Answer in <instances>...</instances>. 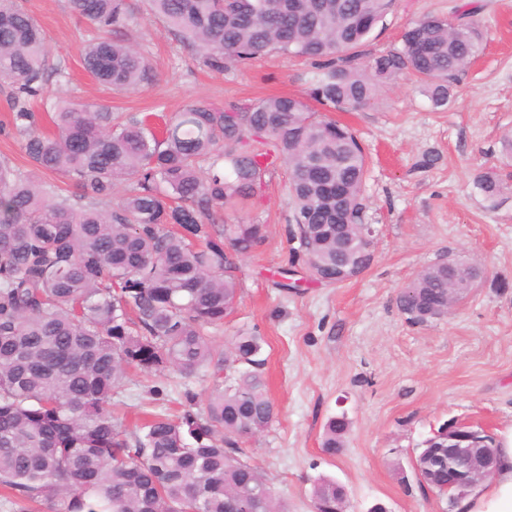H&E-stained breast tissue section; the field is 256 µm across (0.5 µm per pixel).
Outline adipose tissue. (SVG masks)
I'll list each match as a JSON object with an SVG mask.
<instances>
[{"label": "adipose tissue", "instance_id": "obj_1", "mask_svg": "<svg viewBox=\"0 0 512 512\" xmlns=\"http://www.w3.org/2000/svg\"><path fill=\"white\" fill-rule=\"evenodd\" d=\"M500 447L490 482L476 485L457 512H512V432L499 438Z\"/></svg>", "mask_w": 512, "mask_h": 512}]
</instances>
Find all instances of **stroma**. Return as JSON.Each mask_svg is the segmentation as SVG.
<instances>
[{"mask_svg": "<svg viewBox=\"0 0 512 512\" xmlns=\"http://www.w3.org/2000/svg\"><path fill=\"white\" fill-rule=\"evenodd\" d=\"M17 2L44 30L80 104L169 115L197 98L245 104L303 97L310 87L311 63L285 55L213 73L148 15L145 0H127L134 21L126 34L145 47L155 79L134 93L108 90L83 67L87 24L65 0ZM465 4L482 23L484 50L460 74L446 109L404 76L369 106L329 112L356 131L369 158L364 221L374 228V259L361 276L318 283L292 266L283 162H275L261 197L224 214L229 224L264 225L265 239L239 260L237 307L210 334L219 352L244 330L265 340L262 372L276 417L240 441L238 457L262 473L288 512H314L322 477L346 486L348 512L378 502L388 512H448L447 496L416 477L424 441L446 423L512 431V190L493 204L475 187L479 174L498 166L499 138L512 128V0H398L357 54L367 62L399 47L404 29L423 15L455 17ZM446 256L481 263L487 280L448 317L408 323L397 294ZM290 266L306 281L297 293L276 285L278 270ZM211 387L207 376L183 387L170 373L139 374L116 397L136 425L147 411H182L184 389L205 402ZM340 414L349 421L346 444L330 456L321 443L328 419Z\"/></svg>", "mask_w": 512, "mask_h": 512, "instance_id": "stroma-1", "label": "stroma"}]
</instances>
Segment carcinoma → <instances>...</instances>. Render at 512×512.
<instances>
[{
  "instance_id": "obj_1",
  "label": "carcinoma",
  "mask_w": 512,
  "mask_h": 512,
  "mask_svg": "<svg viewBox=\"0 0 512 512\" xmlns=\"http://www.w3.org/2000/svg\"><path fill=\"white\" fill-rule=\"evenodd\" d=\"M148 12L211 71L271 53L315 64L308 97L277 95L224 108L197 99L157 134L145 117L56 96V133L38 128L50 62L41 27L15 0H0V83L14 88L10 131L30 167L0 160V512H287L262 474L235 458L239 440L262 432L275 407L258 372L263 337L242 332L224 353L209 329L239 300L236 259L263 239L261 224H226L224 208L257 196L274 157L288 170L291 239L312 280H351L348 244L373 261L362 222L367 157L354 132L310 106L355 109L381 87L412 75L435 108L453 97L455 76L483 44L464 11L456 24L428 13L399 49L360 66L363 44L397 0H146ZM88 24L86 69L102 85L135 92L153 69L129 26L125 0H67ZM60 174L75 191L43 181ZM496 201L502 180L480 174ZM487 270L425 267L397 295L413 325L448 314L452 288H475ZM211 373L196 413L154 414L130 434L112 394L130 370ZM346 416L328 420L323 451L344 447ZM448 425L424 441L428 487L463 497L448 469ZM319 512H336L344 486L321 478Z\"/></svg>"
}]
</instances>
